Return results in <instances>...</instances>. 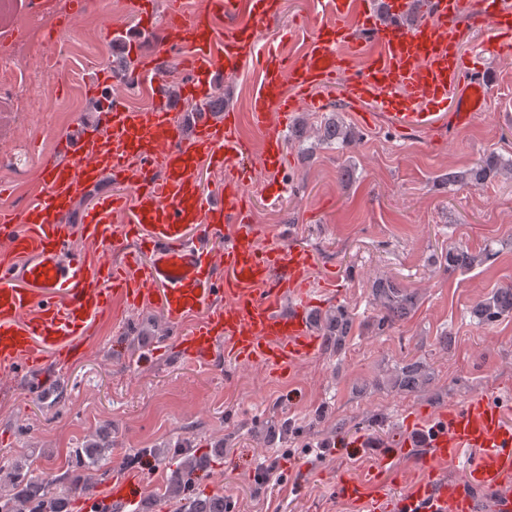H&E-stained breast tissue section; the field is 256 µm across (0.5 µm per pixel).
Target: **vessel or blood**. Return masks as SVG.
Instances as JSON below:
<instances>
[{"label":"vessel or blood","instance_id":"obj_1","mask_svg":"<svg viewBox=\"0 0 512 512\" xmlns=\"http://www.w3.org/2000/svg\"><path fill=\"white\" fill-rule=\"evenodd\" d=\"M132 6L160 52L136 57L122 81L149 88L153 103L134 109L109 96L94 121L61 133L59 154L42 162L41 192L20 212L0 214V367L59 368L80 355V339L96 319L146 305L173 325L195 317L176 338L191 363H209L220 347L240 363L292 370L322 349L311 325L315 256L294 246L259 247L245 194L255 165L275 175L286 169L281 124L288 113L318 107L319 88L359 108L367 126L378 110L401 131L470 125L493 88L451 21L471 15L485 35L482 52L511 58L512 10L501 0H385L378 13L359 10L357 0H329L331 20L289 58L258 49L281 0H206L193 12L168 0L161 15L154 0ZM412 11L417 20L409 19ZM221 21L230 24L223 34ZM172 53L186 74L175 90L157 77ZM253 58L261 82L246 115L200 112L185 131L176 102L207 97L215 73L234 75ZM244 118L264 135L260 158L239 132ZM204 166L224 174L216 193L198 178ZM107 172L128 193L102 197L79 226L68 224L75 201ZM120 214L127 227L115 225ZM77 234L105 245L136 234L141 250L121 263L92 264L74 248ZM217 234L222 250L199 246ZM503 414L489 394L448 406L426 434L425 477L398 494L385 475L349 474L337 481L336 495L363 512H475L476 490L502 487L496 512H512V425ZM452 459L462 464L460 476L439 477ZM145 481L116 477L102 512H130Z\"/></svg>","mask_w":512,"mask_h":512}]
</instances>
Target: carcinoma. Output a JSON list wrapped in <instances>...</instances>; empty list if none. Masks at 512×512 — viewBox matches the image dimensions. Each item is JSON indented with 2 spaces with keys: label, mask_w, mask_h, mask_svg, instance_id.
<instances>
[{
  "label": "carcinoma",
  "mask_w": 512,
  "mask_h": 512,
  "mask_svg": "<svg viewBox=\"0 0 512 512\" xmlns=\"http://www.w3.org/2000/svg\"><path fill=\"white\" fill-rule=\"evenodd\" d=\"M320 141L325 144L347 142L351 140V131L342 121L332 117L325 121L320 128ZM512 174V160L503 162L502 159L491 152L482 157L473 166L450 171L441 175L444 185H470L482 186L489 180L498 177L503 172ZM493 258L491 250L471 252L467 249L453 247L448 249L444 261L448 268L472 269L485 264ZM372 296L375 304L379 306L380 316L377 327L384 329L395 321L401 320L411 313L418 304L415 292L399 285L389 279H378L372 284ZM474 318L480 323L490 324L500 318L512 315V284H506L492 291L484 300L478 302L471 311ZM354 323L353 314L343 306H338L327 311L318 318L319 330L322 332L326 345L341 350L345 345L347 336L350 335ZM428 375L426 370L418 362L405 364L401 368L400 378L395 384L403 390L415 391L426 384ZM109 447L98 444H90L86 448L75 450V460L89 473L101 467L100 460L108 452ZM182 456L179 471L175 473L167 489V494L183 499L185 496H193V487L189 480L196 472L206 467V460L196 456L188 448H167L158 453L163 458L167 454ZM0 481H4L9 487H18V491L0 495V512H65V496L70 493L88 492L90 483L83 485L66 484V476L52 479L48 484H35L27 481L23 473V465L15 463L7 468L0 467ZM189 512H224V498L209 497L189 501Z\"/></svg>",
  "instance_id": "1"
}]
</instances>
